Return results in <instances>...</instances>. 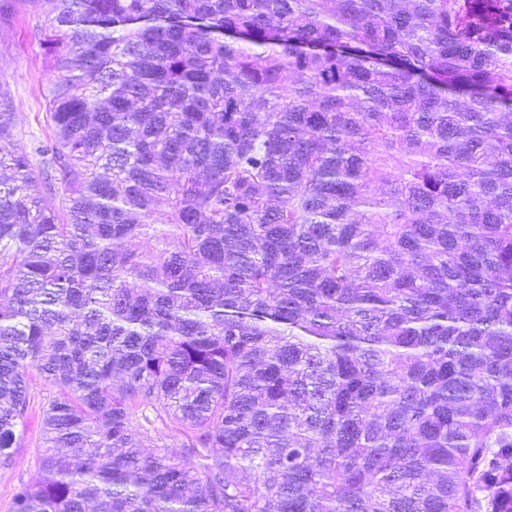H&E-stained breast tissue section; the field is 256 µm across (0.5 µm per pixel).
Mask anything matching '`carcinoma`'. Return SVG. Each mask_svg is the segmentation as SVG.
<instances>
[{"instance_id":"carcinoma-1","label":"carcinoma","mask_w":512,"mask_h":512,"mask_svg":"<svg viewBox=\"0 0 512 512\" xmlns=\"http://www.w3.org/2000/svg\"><path fill=\"white\" fill-rule=\"evenodd\" d=\"M20 3L0 468L56 392L13 512H512V0ZM37 14L24 7L0 19V91L10 97L15 115L14 144L18 151L33 156L34 147L52 132L48 100L43 89L50 72L37 30Z\"/></svg>"}]
</instances>
